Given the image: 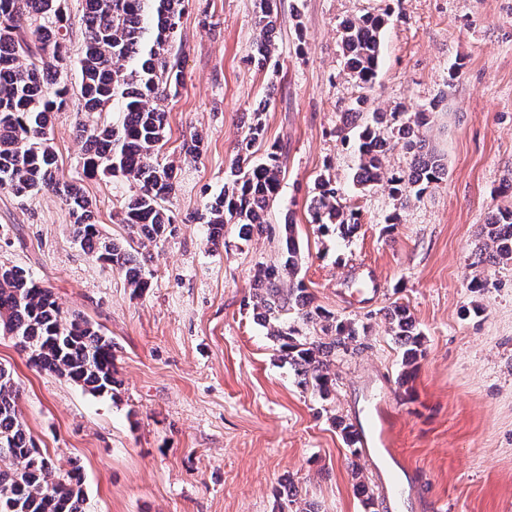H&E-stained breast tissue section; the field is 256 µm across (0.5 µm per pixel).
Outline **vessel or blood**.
<instances>
[{"label": "vessel or blood", "instance_id": "1", "mask_svg": "<svg viewBox=\"0 0 512 512\" xmlns=\"http://www.w3.org/2000/svg\"><path fill=\"white\" fill-rule=\"evenodd\" d=\"M360 442L374 466L385 480L381 502L385 512H402L407 484L390 465L391 449L387 446L386 431L373 416H366L357 428Z\"/></svg>", "mask_w": 512, "mask_h": 512}]
</instances>
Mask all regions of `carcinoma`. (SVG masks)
<instances>
[{"instance_id":"obj_1","label":"carcinoma","mask_w":512,"mask_h":512,"mask_svg":"<svg viewBox=\"0 0 512 512\" xmlns=\"http://www.w3.org/2000/svg\"><path fill=\"white\" fill-rule=\"evenodd\" d=\"M66 0H0V190L27 198L42 191L57 193L72 217L73 237L97 260L124 275L138 291L149 287L141 249L164 235L173 223L165 202L174 192V168L158 160L166 137L168 112L164 102L183 82V71L171 61L181 15L189 0H84V40L79 50L80 93L84 110L96 113L94 125L80 124L84 140L83 174L121 177L133 184L122 205L120 223L130 241L103 237L93 203L79 185L59 177L50 138L51 114L66 102L65 76L72 56L65 31ZM389 14H364L338 25L343 69L362 89L374 87L381 56L382 31ZM279 0H259L255 25L259 36L251 59L266 68L274 57ZM367 96L358 97L340 118L336 134L357 142L353 185L370 191L384 183L400 207L423 198L441 182L448 169L443 155L429 147L425 135L433 102L398 124L396 113L365 115ZM120 112L116 120L108 118ZM261 111L252 114L224 182V191L206 201L199 223L210 239L224 236V225L242 224L273 233L267 221L270 203L279 195L282 155L275 146L255 158L264 139ZM412 155L409 167L387 175L384 157L391 139ZM342 188L320 176L308 210L312 222L334 224L341 235L353 234L359 219L340 204ZM486 241L478 260L490 266L512 263V210H499L485 224ZM281 258L259 266L249 304L279 344L280 359L293 368L300 383L320 396L333 385L330 368L336 359L359 349L367 327L311 306L307 288L298 278L299 245L292 219L279 230ZM312 325L316 336H300L288 314ZM383 318L402 349V383L414 376L423 355L422 333L409 309L393 305ZM0 335L16 336V348L29 363L53 372L98 396L112 395L117 380L112 371L114 343L100 327L65 313L54 293L25 270L0 267ZM20 390L13 372L0 365V497L11 496L13 512H85V496L77 470L58 471L27 432L19 408ZM352 456L356 490L364 506L374 496L357 462L359 449L353 425L336 420Z\"/></svg>"}]
</instances>
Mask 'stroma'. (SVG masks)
<instances>
[{
  "label": "stroma",
  "mask_w": 512,
  "mask_h": 512,
  "mask_svg": "<svg viewBox=\"0 0 512 512\" xmlns=\"http://www.w3.org/2000/svg\"><path fill=\"white\" fill-rule=\"evenodd\" d=\"M258 0H192L174 45L183 70L167 101L161 162L176 168L173 222L147 247L150 286L74 241L62 200L0 191V265L51 288L64 310L102 326L114 343L113 395L97 396L29 365L0 335V365L20 386L22 418L57 468L79 469L86 512H279L278 493L299 487L316 512H366L351 456L333 424L355 422L370 395L389 388L397 464L417 476L403 512H512V265H477L491 210L512 209V0H281L273 65L250 59ZM389 13L369 106L385 112L444 98L427 141L448 174L397 209L386 188H353L356 146L341 141V112L359 96L343 69L337 23ZM460 64L452 82L448 70ZM72 88L51 119L64 178L81 180L104 236L122 241L127 181L82 175L76 126L92 122ZM265 142L284 175L272 227L294 218L299 277L314 305L368 325L356 354L332 367L329 399L306 390L247 304L260 264L277 255L269 235L224 227L212 244L194 222L218 194L260 101ZM202 134L201 156L182 144ZM331 176L361 226L349 238L322 231L307 207L315 179ZM399 213L400 222L387 219ZM487 280L470 292L473 278ZM406 304L423 334L415 379L401 385V349L383 308Z\"/></svg>",
  "instance_id": "stroma-1"
}]
</instances>
